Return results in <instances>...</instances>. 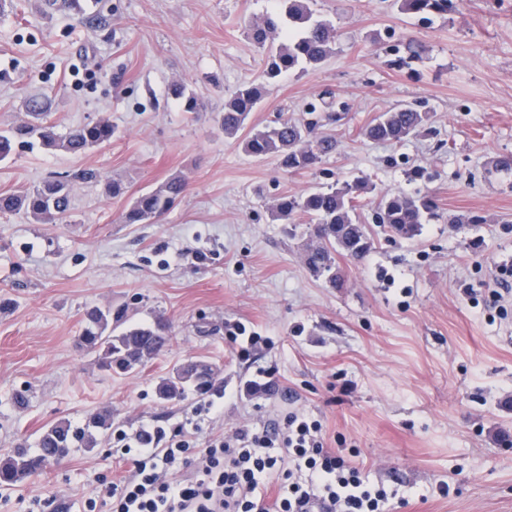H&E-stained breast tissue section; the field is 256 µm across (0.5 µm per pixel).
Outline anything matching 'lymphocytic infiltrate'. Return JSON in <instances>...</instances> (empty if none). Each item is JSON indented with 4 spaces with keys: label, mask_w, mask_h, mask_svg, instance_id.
<instances>
[{
    "label": "lymphocytic infiltrate",
    "mask_w": 512,
    "mask_h": 512,
    "mask_svg": "<svg viewBox=\"0 0 512 512\" xmlns=\"http://www.w3.org/2000/svg\"><path fill=\"white\" fill-rule=\"evenodd\" d=\"M129 469L102 482L111 512H389L391 493L326 448L319 420L290 413L196 447L187 423L119 434Z\"/></svg>",
    "instance_id": "obj_1"
}]
</instances>
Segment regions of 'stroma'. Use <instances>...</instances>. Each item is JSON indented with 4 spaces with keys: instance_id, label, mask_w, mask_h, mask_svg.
<instances>
[{
    "instance_id": "stroma-1",
    "label": "stroma",
    "mask_w": 512,
    "mask_h": 512,
    "mask_svg": "<svg viewBox=\"0 0 512 512\" xmlns=\"http://www.w3.org/2000/svg\"><path fill=\"white\" fill-rule=\"evenodd\" d=\"M112 30L96 33L43 0L0 9V134L49 102L57 135L105 120L110 145L82 154L15 145L0 161V192L80 169L69 213L44 223L0 214V458L36 448L58 421L82 427L110 413L95 448H75L44 472L0 485V512H81L102 478L125 466L113 433L191 417L198 395L162 402L157 383L195 360L219 372L224 411L200 439L262 427L285 413L323 424L370 482L396 491L391 512H512V311L470 300L494 265L512 259V0H461L458 12L420 20L394 0H313L315 19L340 35L335 53L272 80L237 135L220 123L224 101L258 82L263 57L250 25L277 0H111ZM426 47L397 68L391 45ZM201 95L183 111L172 85ZM347 111L329 113L328 103ZM401 103L429 113L427 131L403 142L363 131ZM290 119L333 135L334 154L284 171L246 153L249 131ZM181 176L187 189L149 224H127L143 192ZM120 181L121 195L107 186ZM365 181L356 213L372 237L361 261L337 255L344 285L304 263L306 215L272 216L284 194ZM432 197L419 236L393 238L376 220L388 192ZM206 254L195 262V251ZM163 317L169 342L129 375L107 374L80 342L86 310ZM243 323L261 336L247 356L225 337ZM27 402L18 405L17 392ZM448 482L439 495L438 481Z\"/></svg>"
}]
</instances>
